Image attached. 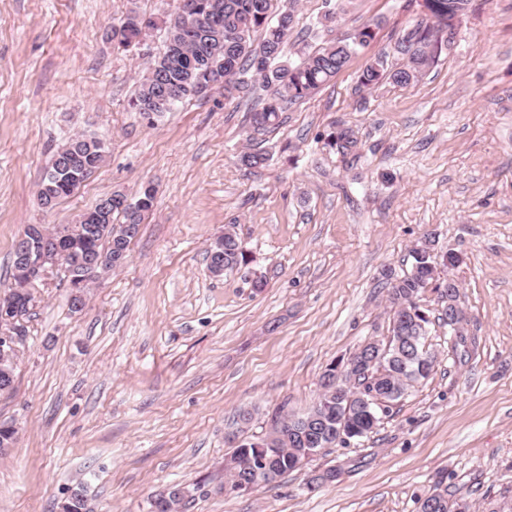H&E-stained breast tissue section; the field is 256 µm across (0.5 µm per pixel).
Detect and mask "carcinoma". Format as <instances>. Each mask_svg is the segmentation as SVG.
<instances>
[{
  "instance_id": "carcinoma-1",
  "label": "carcinoma",
  "mask_w": 512,
  "mask_h": 512,
  "mask_svg": "<svg viewBox=\"0 0 512 512\" xmlns=\"http://www.w3.org/2000/svg\"><path fill=\"white\" fill-rule=\"evenodd\" d=\"M176 12L159 21L166 29V45L162 53L149 56L138 83L133 101L135 110L148 120L161 117L177 103L197 96V84L215 72H224V98H245L260 86L269 97L260 109L261 116L250 118L256 131H266L280 122L282 103L304 100L328 84L359 49L376 37L375 24H367L352 36L331 39L313 49L303 45L298 49L297 63L284 59V49L295 27L297 0H285L274 7V0H174ZM432 14L417 20L398 35L394 55L405 60L397 68L388 65L387 57L379 56L362 72L359 84L371 89L387 79L398 86L416 84L436 59L445 51L448 42V20L456 11L468 13L472 0H432ZM222 6L220 28L208 35L195 33L196 15L206 13L215 5ZM158 21L129 11L112 26V40L125 49L143 44L147 33ZM260 33L259 41L251 34ZM325 145L347 153L357 148L358 139L350 128L332 125ZM268 155L249 150L240 155V163L247 169L263 167ZM87 178L84 173L66 174L58 169L57 155H52L41 187L47 189L54 203L73 194V188ZM121 223L97 236L92 247L101 256L112 254L113 239L121 233L122 225L130 223L127 210L112 211L111 219ZM70 232V248L77 254L85 245L84 227L60 224L49 230L54 236L58 230ZM223 246L224 268L232 269L246 261V255L235 234L226 232L213 241L207 252ZM411 269L392 276L383 275L392 312L388 349L379 350L382 359L370 366L363 362L350 374L351 387L360 398L349 404L336 399L332 390L320 393L316 405L328 414L333 434L322 439L327 446L346 445L353 439L368 436L389 409L371 402V393L392 403L401 399L410 386L427 379L434 366V356L424 349L429 315L412 301L420 300L430 285L442 298H459L456 288L438 283V267L445 261H436L427 249L412 250ZM307 446L288 444L278 438L243 439L236 445L224 463L227 481H251L238 464L250 456L274 459L279 475L299 469L308 459ZM253 482V481H251ZM258 485V482H253ZM62 512H86L83 486L72 490L61 505ZM472 504L463 498L450 499L448 491H435L420 504V512H471Z\"/></svg>"
}]
</instances>
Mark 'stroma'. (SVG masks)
<instances>
[{
    "label": "stroma",
    "mask_w": 512,
    "mask_h": 512,
    "mask_svg": "<svg viewBox=\"0 0 512 512\" xmlns=\"http://www.w3.org/2000/svg\"><path fill=\"white\" fill-rule=\"evenodd\" d=\"M336 36L376 37L279 127L253 132L252 99L221 87L147 125L131 101L148 55L111 28L129 10L162 19L173 0H0V295L29 224H73L113 192L154 185L152 214L123 266L69 310L65 281L36 288L0 423V512H60L84 485L89 512H151L186 487L185 512H419L436 490L481 505L512 498V0H473L452 50L420 81L361 92L365 67L418 18L417 0H342ZM357 150L325 147L333 123ZM92 133L104 163L53 209L39 183L56 147ZM269 153L260 169L238 162ZM233 229L246 264L210 273L206 249ZM433 255L463 257L454 277L464 341L440 319L428 379L394 402L368 437L326 448L250 494L224 495L229 436L265 437L307 411L332 361L387 342L382 272ZM263 288H255V281ZM249 411V425L238 415ZM335 480L308 489L311 478Z\"/></svg>",
    "instance_id": "stroma-1"
}]
</instances>
